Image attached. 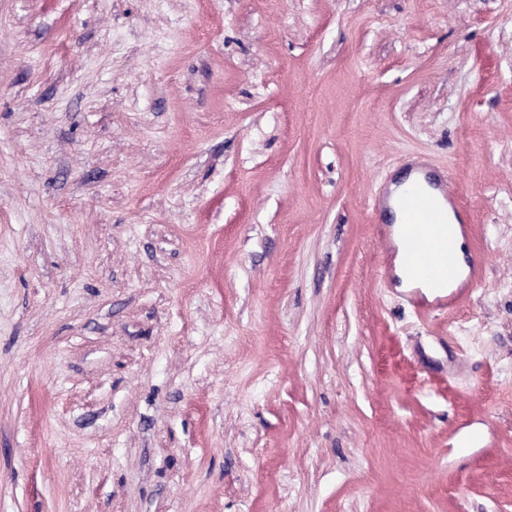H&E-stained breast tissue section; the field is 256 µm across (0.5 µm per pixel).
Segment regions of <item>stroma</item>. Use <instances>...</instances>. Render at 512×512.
I'll list each match as a JSON object with an SVG mask.
<instances>
[{"label": "stroma", "instance_id": "stroma-1", "mask_svg": "<svg viewBox=\"0 0 512 512\" xmlns=\"http://www.w3.org/2000/svg\"><path fill=\"white\" fill-rule=\"evenodd\" d=\"M417 156L451 318L379 277ZM507 404L512 0H0V512H512ZM415 165L417 167L411 173H416L417 178L425 182L434 191V194H440L457 214L466 209L461 197L451 190L448 177L435 174L430 164L424 159L418 160ZM484 283L485 269L481 260L477 256H470L466 258V269L456 286V290L449 295L437 299L434 303H428L419 297L410 296L406 299V305L420 316L431 313H448L455 308L456 303L461 297L470 295Z\"/></svg>", "mask_w": 512, "mask_h": 512}]
</instances>
